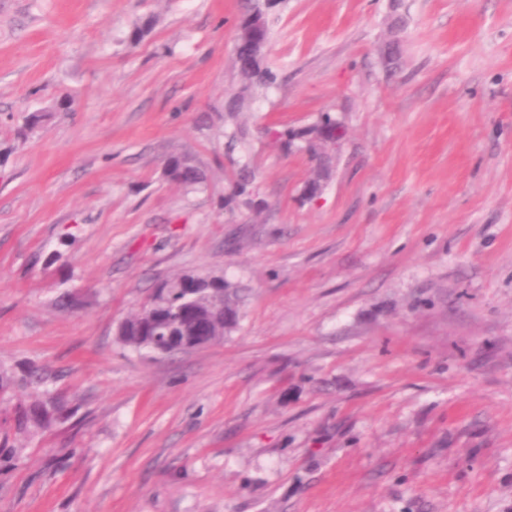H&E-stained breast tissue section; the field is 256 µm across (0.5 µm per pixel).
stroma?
<instances>
[{"mask_svg": "<svg viewBox=\"0 0 512 512\" xmlns=\"http://www.w3.org/2000/svg\"><path fill=\"white\" fill-rule=\"evenodd\" d=\"M241 12L0 0V372L49 377L0 393V512H512V0H283L230 122ZM324 111L309 199L270 132ZM182 275L247 289L235 328L123 346ZM164 174L169 181L184 187H194L202 179L199 169L179 156L168 160L165 164ZM199 336H169L165 348L158 349L157 353L162 355L185 353L210 345V343H200ZM64 405L60 400L47 398L33 407L19 410L16 418L20 429H44L63 418Z\"/></svg>", "mask_w": 512, "mask_h": 512, "instance_id": "obj_1", "label": "stroma"}]
</instances>
